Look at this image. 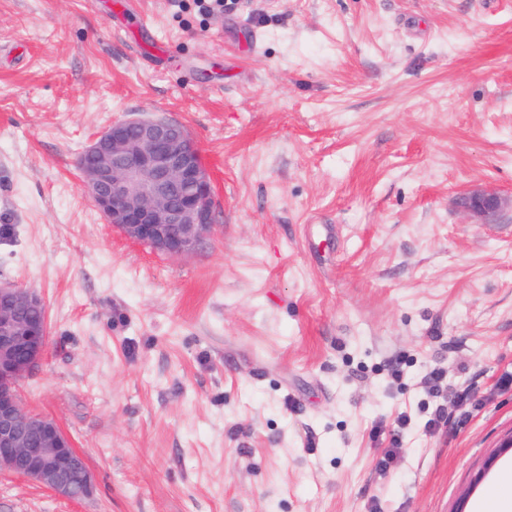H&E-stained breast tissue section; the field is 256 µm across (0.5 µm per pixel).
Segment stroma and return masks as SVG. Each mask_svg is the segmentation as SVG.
Returning a JSON list of instances; mask_svg holds the SVG:
<instances>
[{
    "label": "stroma",
    "instance_id": "35a3bbf8",
    "mask_svg": "<svg viewBox=\"0 0 512 512\" xmlns=\"http://www.w3.org/2000/svg\"><path fill=\"white\" fill-rule=\"evenodd\" d=\"M111 2L0 0V281L50 319L20 394L96 483L0 473V512H473L512 464V209L458 199L512 195V0ZM140 115L200 150L196 254L77 169ZM463 210L481 224H495L505 204L498 194L483 189L473 188L460 198Z\"/></svg>",
    "mask_w": 512,
    "mask_h": 512
}]
</instances>
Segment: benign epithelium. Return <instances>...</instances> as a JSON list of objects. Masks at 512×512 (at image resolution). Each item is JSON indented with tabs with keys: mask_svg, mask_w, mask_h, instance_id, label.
I'll use <instances>...</instances> for the list:
<instances>
[{
	"mask_svg": "<svg viewBox=\"0 0 512 512\" xmlns=\"http://www.w3.org/2000/svg\"><path fill=\"white\" fill-rule=\"evenodd\" d=\"M81 175L97 209L126 236L169 256L197 252L214 223L212 186L198 147L172 119L120 120L87 148ZM481 224L497 221L505 200L473 188L460 198ZM46 308L41 294L0 282V472L20 475L58 496L89 497L94 477L70 437L48 417L24 410L19 382L41 363L49 319L25 320Z\"/></svg>",
	"mask_w": 512,
	"mask_h": 512,
	"instance_id": "7a95c632",
	"label": "benign epithelium"
}]
</instances>
